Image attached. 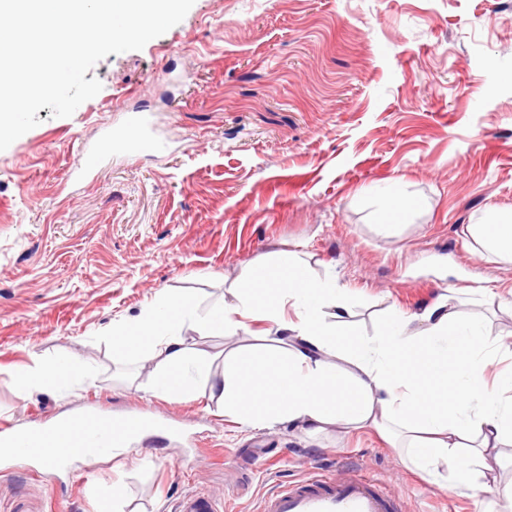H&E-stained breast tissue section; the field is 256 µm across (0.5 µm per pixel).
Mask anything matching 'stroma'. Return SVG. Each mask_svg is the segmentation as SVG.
<instances>
[{
  "label": "stroma",
  "instance_id": "stroma-1",
  "mask_svg": "<svg viewBox=\"0 0 512 512\" xmlns=\"http://www.w3.org/2000/svg\"><path fill=\"white\" fill-rule=\"evenodd\" d=\"M101 91L68 118L0 151V423L19 432L87 411L157 422L124 456L58 467L0 455V512H177L206 493L219 512H260L311 468L387 482L402 512H503L512 446L495 484L448 486L406 467L376 431L244 429L201 387L142 390L152 362L112 352V326L159 292L189 291L199 314L234 304L246 264L299 253L335 275L348 321L372 336L388 307L413 314L447 289L456 310L512 345V263L466 247L490 206L512 209V0H195L143 49L88 72ZM143 109L163 146L109 156L89 177L82 147ZM412 198L380 226V194ZM486 289L479 303L465 291ZM251 333L186 324L190 348L224 355ZM69 354L89 377L64 394L19 391L17 371Z\"/></svg>",
  "mask_w": 512,
  "mask_h": 512
}]
</instances>
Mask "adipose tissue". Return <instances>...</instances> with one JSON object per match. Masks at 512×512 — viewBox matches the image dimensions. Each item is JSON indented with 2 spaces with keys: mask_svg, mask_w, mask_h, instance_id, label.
<instances>
[{
  "mask_svg": "<svg viewBox=\"0 0 512 512\" xmlns=\"http://www.w3.org/2000/svg\"><path fill=\"white\" fill-rule=\"evenodd\" d=\"M467 231L484 254L512 262V210L487 209ZM234 295L236 305L203 317L193 296L159 295L113 329L112 350L154 360L146 393L181 399L206 384L211 400L243 428L284 421L373 428L401 441L415 468L459 484L485 477L489 451L512 444V372L488 379L493 341L448 296L411 319L388 311L376 336L365 337L344 319V288L312 276L294 252L246 273ZM195 320L216 336L268 322L279 346L231 352L214 379L182 335ZM413 321L418 330H410ZM89 372L87 363L67 357L22 370L16 382L24 391L38 384L61 390Z\"/></svg>",
  "mask_w": 512,
  "mask_h": 512,
  "instance_id": "adipose-tissue-1",
  "label": "adipose tissue"
}]
</instances>
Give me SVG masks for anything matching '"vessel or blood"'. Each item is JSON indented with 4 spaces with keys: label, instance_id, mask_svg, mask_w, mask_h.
Masks as SVG:
<instances>
[{
    "label": "vessel or blood",
    "instance_id": "vessel-or-blood-1",
    "mask_svg": "<svg viewBox=\"0 0 512 512\" xmlns=\"http://www.w3.org/2000/svg\"><path fill=\"white\" fill-rule=\"evenodd\" d=\"M143 113H128L122 127L106 132L95 144L85 146L86 172H94L108 153L149 155L159 149V143L147 131ZM118 438L111 424L100 421L95 413L72 423L69 437L57 440L47 432L12 438L15 455L31 458L43 455L48 447H56L57 462L82 455L85 449H95L107 456ZM395 504L383 482L367 474L341 472L324 480L310 478L301 484H288L267 496L262 512H394Z\"/></svg>",
    "mask_w": 512,
    "mask_h": 512
}]
</instances>
